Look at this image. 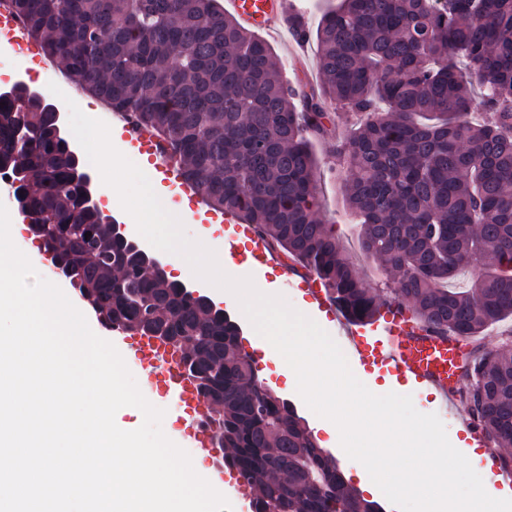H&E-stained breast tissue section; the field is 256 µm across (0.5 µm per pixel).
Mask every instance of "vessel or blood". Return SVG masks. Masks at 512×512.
Instances as JSON below:
<instances>
[{"mask_svg":"<svg viewBox=\"0 0 512 512\" xmlns=\"http://www.w3.org/2000/svg\"><path fill=\"white\" fill-rule=\"evenodd\" d=\"M289 8L290 0H224L225 13L251 31H280ZM130 134L135 141L145 144L151 169L161 182L178 180V171L165 158L163 143L146 139L142 131L135 128ZM195 203L197 210L208 212L213 223L229 226L230 233L220 244L224 254L235 255L238 239H249L259 260L277 267L283 285H292L293 268L280 261L268 241L259 236L252 225L238 223L228 213L209 211L203 193H196ZM303 288L308 293L309 304L325 313L328 320L339 321L333 302L318 283L308 281ZM340 323L350 351L361 366L388 374L394 389L431 391L448 414L461 423L471 444L485 449L490 487L512 488V473L502 470L499 455L490 449L478 421L464 410L461 402L459 391L466 382L464 362L471 349L468 339L418 329L410 312L396 303L382 308L369 326L357 328L347 321ZM112 341L122 349L126 359L144 368L148 394L174 402L181 414L184 436L202 454L216 485L228 486L238 500L249 501L247 484L235 472L224 468V451L216 444L215 427L210 420L212 404L199 395L194 381L181 371L182 347L154 336H130L119 330L113 332Z\"/></svg>","mask_w":512,"mask_h":512,"instance_id":"b4317fda","label":"vessel or blood"}]
</instances>
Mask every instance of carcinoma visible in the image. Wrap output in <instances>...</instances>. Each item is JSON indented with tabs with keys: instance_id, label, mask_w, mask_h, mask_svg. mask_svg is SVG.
<instances>
[{
	"instance_id": "1",
	"label": "carcinoma",
	"mask_w": 512,
	"mask_h": 512,
	"mask_svg": "<svg viewBox=\"0 0 512 512\" xmlns=\"http://www.w3.org/2000/svg\"><path fill=\"white\" fill-rule=\"evenodd\" d=\"M13 2L67 78L161 140L212 209L253 225L350 321L398 303L429 329L474 341L512 317V0H338L313 32L291 12L290 30L317 41V89L285 83L272 47L219 0ZM336 102L361 116L336 160L385 295L318 217L309 136L331 132ZM49 104L33 96L21 111L0 95V172L28 217L48 225L51 263L99 322L187 345L198 393L220 407L224 465L250 487L255 512H383L258 380L240 323L181 292L86 205L85 164ZM467 380L463 401L511 448L512 351L477 350Z\"/></svg>"
}]
</instances>
